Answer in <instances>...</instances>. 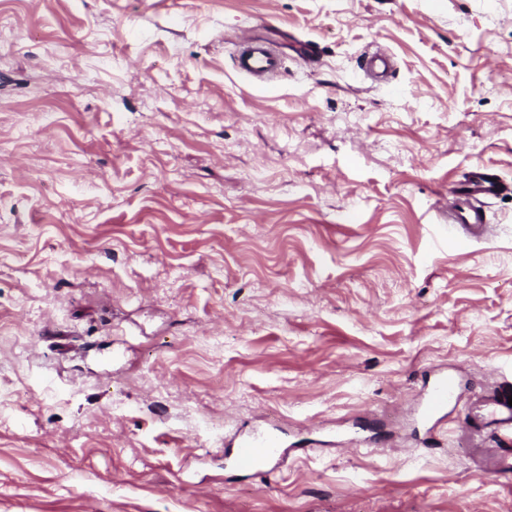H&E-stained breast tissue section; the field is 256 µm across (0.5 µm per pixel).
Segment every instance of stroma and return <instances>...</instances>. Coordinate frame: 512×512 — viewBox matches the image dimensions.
I'll return each instance as SVG.
<instances>
[{
	"label": "stroma",
	"mask_w": 512,
	"mask_h": 512,
	"mask_svg": "<svg viewBox=\"0 0 512 512\" xmlns=\"http://www.w3.org/2000/svg\"><path fill=\"white\" fill-rule=\"evenodd\" d=\"M0 29V512H512L460 431L512 372V199L448 221L473 168L512 184V0H0ZM256 430L289 453L238 471ZM250 45L244 48L238 57V69L249 75H267L279 68L278 57L263 44H254L248 39ZM456 386L453 378L443 376L430 389L426 400V412L434 416L446 408L455 397Z\"/></svg>",
	"instance_id": "stroma-1"
}]
</instances>
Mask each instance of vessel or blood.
Segmentation results:
<instances>
[{"label":"vessel or blood","instance_id":"1","mask_svg":"<svg viewBox=\"0 0 512 512\" xmlns=\"http://www.w3.org/2000/svg\"><path fill=\"white\" fill-rule=\"evenodd\" d=\"M279 67L278 57L261 44H250L238 57V68L249 75H267ZM502 179L494 178L492 171L475 169L464 187L451 188L448 192V208L455 218L463 223L479 227L485 216L479 207L474 206L477 198H489L506 191ZM456 386L453 378L444 376L435 382L426 400L428 415H436L445 410L455 397ZM471 417L475 420H488L490 432L479 428H468L464 438L472 449L474 459L483 466L501 473L512 470V376L476 399L472 405ZM284 454L283 443L277 436L260 432L242 438L234 450L236 465L252 472L265 471L268 464Z\"/></svg>","mask_w":512,"mask_h":512}]
</instances>
